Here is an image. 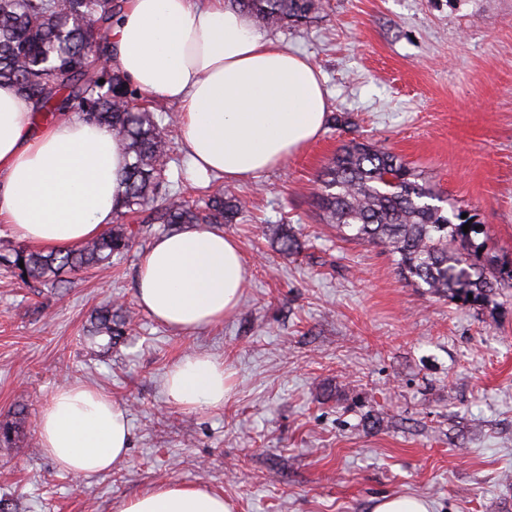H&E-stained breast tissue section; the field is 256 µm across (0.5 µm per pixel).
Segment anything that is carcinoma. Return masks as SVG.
<instances>
[{"label": "carcinoma", "mask_w": 512, "mask_h": 512, "mask_svg": "<svg viewBox=\"0 0 512 512\" xmlns=\"http://www.w3.org/2000/svg\"><path fill=\"white\" fill-rule=\"evenodd\" d=\"M260 26H297L319 10V0H228ZM120 0H0V82L16 86L38 112H76L121 139L129 162L121 174L124 193L117 214L147 213L144 224H231L239 202L221 191L204 206L175 193L156 205L171 141L138 91L120 74L93 64L109 54L108 30ZM96 25L97 40L85 23ZM104 83H99V80ZM315 206L343 238L381 244L396 256L403 278L426 292L481 309L499 288L512 287V259L490 256L478 241L475 215L445 213L434 185L389 150L351 140L322 168ZM469 225V232L463 231ZM140 230L114 224L99 237L66 251L14 249L0 260L30 288H55L61 277L112 263ZM285 255L298 240L284 227L277 237ZM473 299H468V296ZM130 317L107 303L91 322L90 335L112 340L125 334Z\"/></svg>", "instance_id": "cac0c4a2"}]
</instances>
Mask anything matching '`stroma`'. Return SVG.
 <instances>
[{"instance_id": "35a3bbf8", "label": "stroma", "mask_w": 512, "mask_h": 512, "mask_svg": "<svg viewBox=\"0 0 512 512\" xmlns=\"http://www.w3.org/2000/svg\"><path fill=\"white\" fill-rule=\"evenodd\" d=\"M268 35L319 66L329 113L301 152L233 186L242 210L224 232L246 284L232 316L183 333L140 310L138 262L159 224L62 288L33 291L0 264V421L24 415L0 446L9 512H114L173 482L205 485L234 512H372L385 495L512 512V288L481 310L433 297L402 279L389 248L343 239L313 205L339 147L375 141L512 258V0H322L311 21ZM149 108L169 123L165 189L224 188L192 176L177 108ZM281 224L299 254L278 251ZM108 299L136 314L111 346L86 334ZM193 352L223 360V407L167 404L165 374ZM71 381L127 409L130 446L106 476L75 478L39 445V416Z\"/></svg>"}]
</instances>
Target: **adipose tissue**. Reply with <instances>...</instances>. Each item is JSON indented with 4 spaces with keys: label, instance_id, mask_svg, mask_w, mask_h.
I'll return each instance as SVG.
<instances>
[{
    "label": "adipose tissue",
    "instance_id": "ef3b65f1",
    "mask_svg": "<svg viewBox=\"0 0 512 512\" xmlns=\"http://www.w3.org/2000/svg\"><path fill=\"white\" fill-rule=\"evenodd\" d=\"M110 60L140 92L177 103L192 169L240 182L279 167L322 133L328 114L320 72L261 32L224 0H128L109 32ZM0 83V222L18 238L65 250L99 236L121 202L123 143L108 127L69 113L46 120ZM246 266L237 242L202 224L155 238L137 273L140 307L193 332L238 308ZM222 362L188 354L169 370V404L223 406ZM44 452L77 478L100 477L130 443L125 407L82 382L58 388L43 409ZM117 512H232L205 486L165 483L121 501Z\"/></svg>",
    "mask_w": 512,
    "mask_h": 512
}]
</instances>
